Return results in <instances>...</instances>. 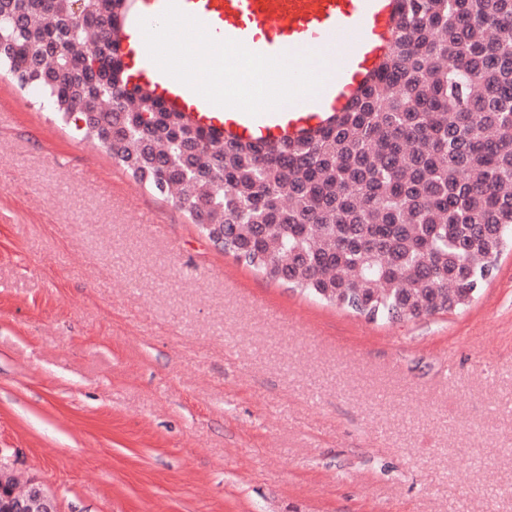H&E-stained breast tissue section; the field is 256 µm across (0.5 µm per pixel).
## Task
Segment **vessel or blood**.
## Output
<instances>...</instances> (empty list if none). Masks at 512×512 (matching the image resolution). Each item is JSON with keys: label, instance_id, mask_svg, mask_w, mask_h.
Here are the masks:
<instances>
[{"label": "vessel or blood", "instance_id": "b4317fda", "mask_svg": "<svg viewBox=\"0 0 512 512\" xmlns=\"http://www.w3.org/2000/svg\"><path fill=\"white\" fill-rule=\"evenodd\" d=\"M121 49L141 63L137 83L160 91L168 108L196 126L213 129L216 144L278 143L310 137L361 100L396 41L402 0H178L218 39L242 42L276 56L314 53L325 81L316 95L252 116L236 108L216 117L214 104L162 72L149 58L140 19L157 20L167 0H131Z\"/></svg>", "mask_w": 512, "mask_h": 512}]
</instances>
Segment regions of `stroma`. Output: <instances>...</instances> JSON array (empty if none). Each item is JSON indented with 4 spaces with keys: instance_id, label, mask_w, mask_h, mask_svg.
<instances>
[{
    "instance_id": "35a3bbf8",
    "label": "stroma",
    "mask_w": 512,
    "mask_h": 512,
    "mask_svg": "<svg viewBox=\"0 0 512 512\" xmlns=\"http://www.w3.org/2000/svg\"><path fill=\"white\" fill-rule=\"evenodd\" d=\"M0 461L58 512H512V251L466 311L368 321L0 75Z\"/></svg>"
}]
</instances>
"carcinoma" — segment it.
Returning <instances> with one entry per match:
<instances>
[{"instance_id":"cac0c4a2","label":"carcinoma","mask_w":512,"mask_h":512,"mask_svg":"<svg viewBox=\"0 0 512 512\" xmlns=\"http://www.w3.org/2000/svg\"><path fill=\"white\" fill-rule=\"evenodd\" d=\"M43 2L0 0V71L268 279L416 321L466 310L512 249V0H403L365 99L269 148H220L128 88L113 47L124 0H52L50 15Z\"/></svg>"}]
</instances>
